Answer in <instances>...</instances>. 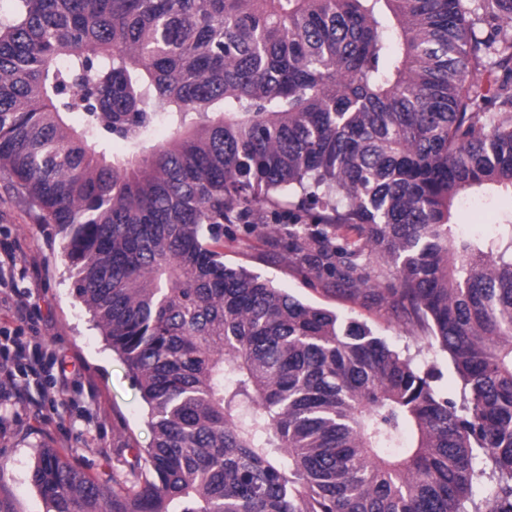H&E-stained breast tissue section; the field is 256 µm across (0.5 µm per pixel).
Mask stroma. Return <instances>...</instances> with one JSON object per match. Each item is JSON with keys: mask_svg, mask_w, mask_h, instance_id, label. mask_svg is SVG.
<instances>
[{"mask_svg": "<svg viewBox=\"0 0 512 512\" xmlns=\"http://www.w3.org/2000/svg\"><path fill=\"white\" fill-rule=\"evenodd\" d=\"M512 216V201L497 196H468L456 208L460 232L492 235L498 224ZM0 241L20 245L12 282L29 292L35 308L26 326L28 339L50 353L64 356L74 388L92 387L93 417L72 405L71 394L61 395L58 413H39L34 407L0 399V512H47V505L31 482L39 453L56 449L76 468L103 484L123 470L119 448L149 447L153 434L147 407L122 359L112 352L84 304L73 291V271L64 254L66 238L53 225L36 223L28 205L0 175ZM270 239L244 236L224 240V262L244 267L272 281L275 287L340 317L366 323L375 335L417 361L435 364L438 386L456 398L461 384L444 356L427 350L388 313L343 300L322 291L292 269L287 254L270 259Z\"/></svg>", "mask_w": 512, "mask_h": 512, "instance_id": "stroma-1", "label": "stroma"}]
</instances>
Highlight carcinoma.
Here are the masks:
<instances>
[{"label":"carcinoma","instance_id":"obj_1","mask_svg":"<svg viewBox=\"0 0 512 512\" xmlns=\"http://www.w3.org/2000/svg\"><path fill=\"white\" fill-rule=\"evenodd\" d=\"M0 173L149 406L112 487L52 448L48 512H512V0H14ZM120 143L125 151L110 150ZM386 308L434 370L224 264V235ZM512 213V202L497 196H468L457 204L455 223L460 232L493 235Z\"/></svg>","mask_w":512,"mask_h":512}]
</instances>
